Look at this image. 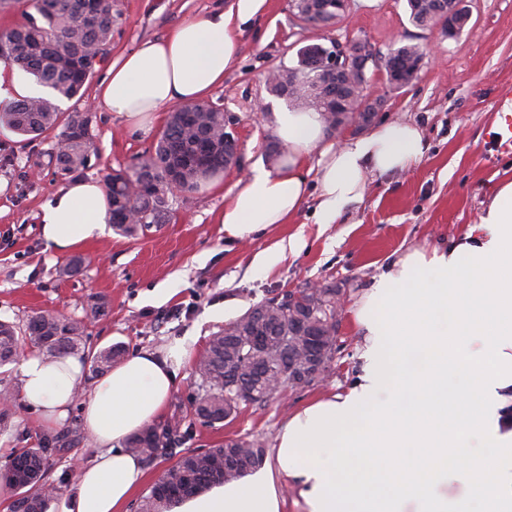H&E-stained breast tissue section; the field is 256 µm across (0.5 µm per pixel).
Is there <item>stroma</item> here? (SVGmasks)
<instances>
[{
    "mask_svg": "<svg viewBox=\"0 0 512 512\" xmlns=\"http://www.w3.org/2000/svg\"><path fill=\"white\" fill-rule=\"evenodd\" d=\"M230 2L114 0L117 17L103 65L82 97L59 103L63 112L93 115L98 156L88 177L98 180L105 171L132 165L164 126L158 120L145 132L130 129L114 113L95 107L108 66L142 42ZM461 5L470 21L451 37L437 25L414 26L406 0L371 5L351 0L348 16L323 28L298 18L289 0H267L265 12L238 31L239 56L209 97L236 118L239 166L217 176L214 187L173 198L171 220L144 236L134 240L109 229L80 247L82 269L72 277L61 273L65 257L46 250L37 220L41 205L65 184L46 166L55 137L29 140L0 132V319L23 326L37 312L59 311L85 320L87 344L96 349L121 343L131 353L150 350L162 356L183 342L190 357L178 371L162 420L183 417L189 449L210 448L230 437L260 438L273 447L292 411L353 380L362 342L351 309L393 256L479 223L497 188L512 180V152L490 146L499 114L512 104V0H461ZM354 41L367 43L376 54L366 73V92L383 98L381 120L416 124L426 141L423 158L403 171L369 176L362 202L348 206L336 223H315L309 199L288 223L244 241H226L216 220L224 196L254 164L267 162L266 146L276 139L272 114L288 106L270 92L268 73L295 66L306 44ZM407 43L420 45L424 62L411 85L395 89L385 82L380 62ZM297 233L304 247L260 272L257 255ZM326 282L343 290L341 349L326 376L311 387L287 389L265 404L243 407L235 419L212 427L193 420L199 379L192 355L270 292ZM160 288L167 296H157ZM100 299L107 303L106 316L87 318ZM64 427L74 437L49 460L50 479L58 484L49 512H62L78 481L77 465L90 463L96 454L79 407H72ZM44 432L39 414L17 403L11 421L0 428V469L18 449L37 445Z\"/></svg>",
    "mask_w": 512,
    "mask_h": 512,
    "instance_id": "obj_1",
    "label": "stroma"
}]
</instances>
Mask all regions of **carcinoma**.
Masks as SVG:
<instances>
[{"label":"carcinoma","instance_id":"1","mask_svg":"<svg viewBox=\"0 0 512 512\" xmlns=\"http://www.w3.org/2000/svg\"><path fill=\"white\" fill-rule=\"evenodd\" d=\"M35 14L25 23L0 32L9 43L0 62L16 67L37 83L66 99L81 97L95 66L112 39L116 13L112 0H32ZM448 0H407L409 18L429 27L448 18L435 7ZM297 16L317 26L336 22L316 18L307 0H293ZM422 55L416 44H402L389 57L409 72ZM331 80L324 71L283 66L266 77L270 91L289 103L321 114L326 127L336 115L350 119L358 98L320 106L323 86ZM226 112L213 103L184 106L169 113L155 144L136 157L130 170H114L103 177L112 217V229L136 238L156 224L171 220L169 177L176 174L183 193L195 192L201 182L224 172ZM0 125L23 136H39L61 129L47 166L70 178L90 167L97 155L93 117L88 112L63 114L51 98L25 99L0 113ZM334 284L299 289L282 298L267 297L249 307L212 336L195 359L200 393L195 415L212 426L236 418L242 406L268 402L288 385L302 389L315 383L331 367L336 353L338 322ZM48 358L66 354L87 357L98 377L112 369L125 352L114 344L98 350L86 347L85 326L54 311H40L25 329L0 320V366L13 360L23 345ZM15 398L0 390V424L14 415ZM187 432L181 422L149 425L126 442L128 451L144 463L173 458L162 480L139 499L135 512H166L183 499L214 486L237 481L260 468L265 448L258 439L227 438L202 450H183ZM70 432L47 433L37 447L23 449L5 477L10 512H47L57 487L48 482L49 452L69 442Z\"/></svg>","mask_w":512,"mask_h":512}]
</instances>
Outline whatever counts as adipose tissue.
<instances>
[{
  "mask_svg": "<svg viewBox=\"0 0 512 512\" xmlns=\"http://www.w3.org/2000/svg\"><path fill=\"white\" fill-rule=\"evenodd\" d=\"M266 2L232 0L145 41L108 69L99 105L145 130L168 104L199 103L238 55L235 26ZM274 131L288 151L275 167L254 165L225 195L217 221L227 240L288 223L310 197L316 223H336L361 201L366 175L425 154L420 129L402 119L342 144L316 112L275 113ZM108 219L102 185L72 180L41 207L45 248L71 253L103 235ZM353 317L364 341L354 382L288 417L264 470L189 499L181 512H283L279 488L289 481L300 487L301 512H512V181L462 236L399 253ZM186 354L180 343L164 357L134 353L87 392L78 357L21 359V397L46 429L79 406L97 449L65 512H122L145 478L123 444L162 414Z\"/></svg>",
  "mask_w": 512,
  "mask_h": 512,
  "instance_id": "1",
  "label": "adipose tissue"
}]
</instances>
